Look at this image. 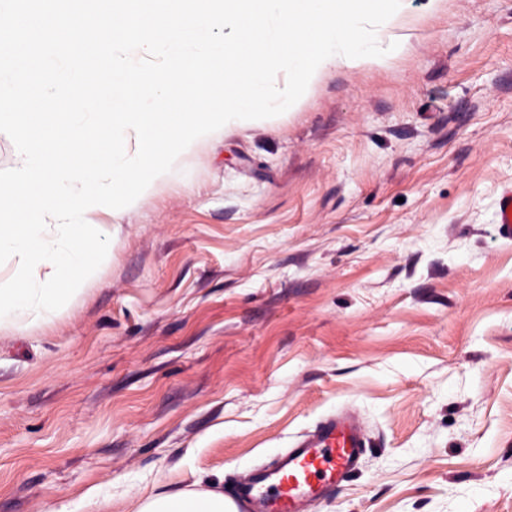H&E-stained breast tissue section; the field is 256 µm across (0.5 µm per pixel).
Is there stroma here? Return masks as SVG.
Segmentation results:
<instances>
[{"label":"stroma","instance_id":"stroma-1","mask_svg":"<svg viewBox=\"0 0 512 512\" xmlns=\"http://www.w3.org/2000/svg\"><path fill=\"white\" fill-rule=\"evenodd\" d=\"M378 66L214 139L55 322L0 332V512L230 491L349 407L311 512H512V0H401ZM497 231L501 238L512 239V186L501 190L498 202Z\"/></svg>","mask_w":512,"mask_h":512}]
</instances>
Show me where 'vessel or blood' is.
Returning <instances> with one entry per match:
<instances>
[{
	"instance_id": "b4317fda",
	"label": "vessel or blood",
	"mask_w": 512,
	"mask_h": 512,
	"mask_svg": "<svg viewBox=\"0 0 512 512\" xmlns=\"http://www.w3.org/2000/svg\"><path fill=\"white\" fill-rule=\"evenodd\" d=\"M497 231L501 238L512 239V186L500 193ZM369 442L354 412L332 414L271 464L252 470L228 494L227 502L233 512H307L356 469Z\"/></svg>"
}]
</instances>
